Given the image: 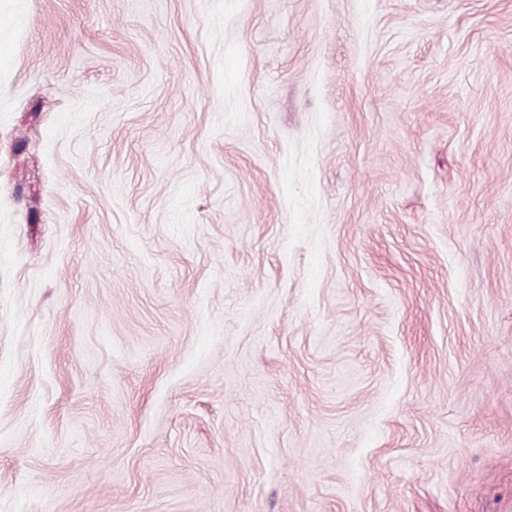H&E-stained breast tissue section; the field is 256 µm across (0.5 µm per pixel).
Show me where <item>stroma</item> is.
Listing matches in <instances>:
<instances>
[{
	"mask_svg": "<svg viewBox=\"0 0 512 512\" xmlns=\"http://www.w3.org/2000/svg\"><path fill=\"white\" fill-rule=\"evenodd\" d=\"M0 512H512V0H0Z\"/></svg>",
	"mask_w": 512,
	"mask_h": 512,
	"instance_id": "35a3bbf8",
	"label": "stroma"
}]
</instances>
